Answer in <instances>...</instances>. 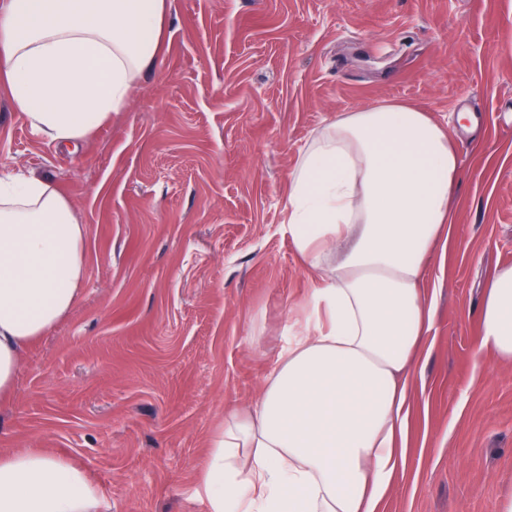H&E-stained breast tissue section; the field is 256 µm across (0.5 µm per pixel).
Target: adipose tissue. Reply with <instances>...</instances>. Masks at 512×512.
I'll return each instance as SVG.
<instances>
[{"instance_id": "obj_1", "label": "adipose tissue", "mask_w": 512, "mask_h": 512, "mask_svg": "<svg viewBox=\"0 0 512 512\" xmlns=\"http://www.w3.org/2000/svg\"><path fill=\"white\" fill-rule=\"evenodd\" d=\"M168 0H0V84L34 130L67 148L121 111L160 55ZM458 155L423 112H344L302 152L283 226L312 278L305 323L261 396L230 412L197 465L206 512H378L397 463L423 288L450 239ZM86 228L52 183L0 180V400L29 345L84 282ZM477 354L512 364V265L479 314ZM0 512H112L83 469L47 451L0 453Z\"/></svg>"}]
</instances>
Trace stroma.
<instances>
[{"label":"stroma","instance_id":"1","mask_svg":"<svg viewBox=\"0 0 512 512\" xmlns=\"http://www.w3.org/2000/svg\"><path fill=\"white\" fill-rule=\"evenodd\" d=\"M393 101L445 126L459 171L380 512H498L512 364L486 357L479 383L472 367L486 285L512 265V0H169L156 70L73 151L0 85V176L52 182L88 234L78 299L0 402V451L76 462L112 512H203L197 463L306 305L288 176L326 121Z\"/></svg>","mask_w":512,"mask_h":512}]
</instances>
